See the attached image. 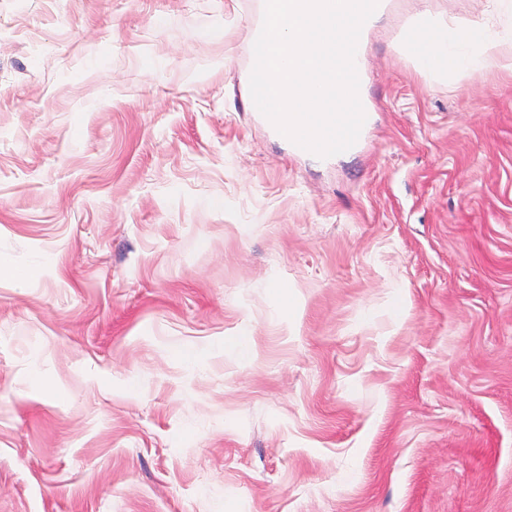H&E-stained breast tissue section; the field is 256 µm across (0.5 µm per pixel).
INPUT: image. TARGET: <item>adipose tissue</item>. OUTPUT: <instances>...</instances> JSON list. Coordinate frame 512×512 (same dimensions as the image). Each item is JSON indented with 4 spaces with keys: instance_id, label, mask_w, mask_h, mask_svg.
Here are the masks:
<instances>
[{
    "instance_id": "1",
    "label": "adipose tissue",
    "mask_w": 512,
    "mask_h": 512,
    "mask_svg": "<svg viewBox=\"0 0 512 512\" xmlns=\"http://www.w3.org/2000/svg\"><path fill=\"white\" fill-rule=\"evenodd\" d=\"M503 38L495 18L441 28L432 23L416 31L409 53L419 69L444 72L456 67L471 74L500 65Z\"/></svg>"
}]
</instances>
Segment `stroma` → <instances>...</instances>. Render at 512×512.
Masks as SVG:
<instances>
[{
  "label": "stroma",
  "mask_w": 512,
  "mask_h": 512,
  "mask_svg": "<svg viewBox=\"0 0 512 512\" xmlns=\"http://www.w3.org/2000/svg\"><path fill=\"white\" fill-rule=\"evenodd\" d=\"M260 9L0 0V512H512V71L406 48L491 0H389L320 162L242 107Z\"/></svg>",
  "instance_id": "1"
}]
</instances>
